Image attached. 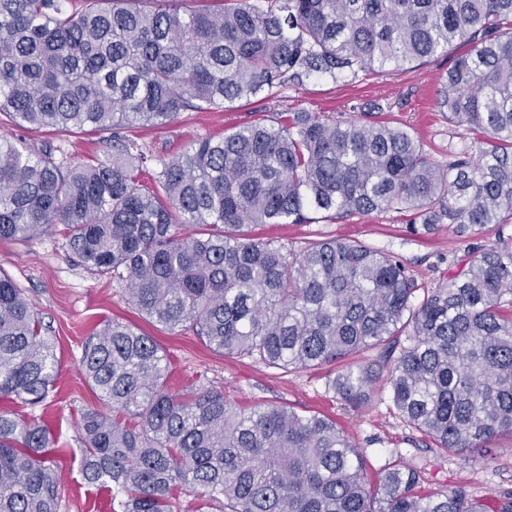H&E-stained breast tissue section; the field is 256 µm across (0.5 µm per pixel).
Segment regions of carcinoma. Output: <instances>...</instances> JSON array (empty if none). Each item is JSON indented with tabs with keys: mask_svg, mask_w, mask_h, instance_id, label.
<instances>
[{
	"mask_svg": "<svg viewBox=\"0 0 512 512\" xmlns=\"http://www.w3.org/2000/svg\"><path fill=\"white\" fill-rule=\"evenodd\" d=\"M0 0V112L25 128L112 132V159L83 163L0 139V239L61 224L78 261L126 287L149 321L190 330L226 357L275 369L336 364L328 388L352 409L384 390L407 427L445 452L487 453L512 436V0ZM439 108L483 138L427 154L406 127L287 112L206 137L160 161L151 185L120 130L164 126L317 76L410 69L453 53ZM392 209L493 242L456 259L422 299L391 253L345 239L283 250L254 224H310ZM41 319L0 272V399L55 390ZM377 352L368 362L349 358ZM154 337L112 322L82 351L112 409L81 412V474L124 494L121 512H512L467 487L422 488L406 461L369 474L326 416L249 410L224 392L172 391ZM49 426L0 415V512H60Z\"/></svg>",
	"mask_w": 512,
	"mask_h": 512,
	"instance_id": "obj_1",
	"label": "carcinoma"
}]
</instances>
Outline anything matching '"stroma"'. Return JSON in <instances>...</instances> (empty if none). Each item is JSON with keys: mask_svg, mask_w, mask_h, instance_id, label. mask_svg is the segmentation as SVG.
<instances>
[{"mask_svg": "<svg viewBox=\"0 0 512 512\" xmlns=\"http://www.w3.org/2000/svg\"><path fill=\"white\" fill-rule=\"evenodd\" d=\"M451 63V57L443 56L428 65L389 75L368 74L337 82L312 77L269 95L236 102L220 112L181 113L164 127L136 124L124 129L123 135L149 155L148 168L153 171L162 160L178 156L198 139L219 137L250 123H266L281 112H321L355 120L366 104L376 101L385 106L383 121L409 127L431 157L444 161L449 147L475 138L473 131L449 123L447 113L436 104L441 78ZM1 135L26 140L38 148L51 145L87 162L112 155L108 131L57 133L20 128L0 115ZM251 234L296 250L306 242L332 237L387 250L403 262L423 292L436 285L467 247L444 224L432 234L412 233L406 212L400 210L314 224L255 225ZM0 271L31 299L46 335L56 345V390L33 407L18 400H0V413L34 414L50 426L57 447L64 450L55 465L63 494L61 512H112V502L122 498L116 490L87 485L80 472V413L98 406L99 401L80 374L79 358L89 337L112 320L135 325L155 337L171 360L167 379L171 390L216 387L223 390L228 402L244 409L284 404L302 414L327 416L365 449L369 471L375 477L398 448L404 460L421 468L427 490L447 492L464 484L490 507L512 495V439L501 438L486 455L455 456L404 426L387 404L376 402L356 411L333 398L325 388L332 366L287 371L268 368L249 358L224 357L191 332L150 323L122 288L80 265L66 244L62 227L32 240H0Z\"/></svg>", "mask_w": 512, "mask_h": 512, "instance_id": "1", "label": "stroma"}]
</instances>
